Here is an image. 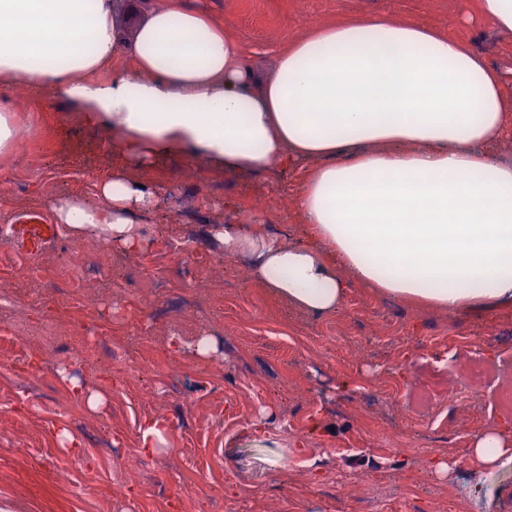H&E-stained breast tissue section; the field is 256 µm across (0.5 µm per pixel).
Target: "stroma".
Returning a JSON list of instances; mask_svg holds the SVG:
<instances>
[{
    "instance_id": "35a3bbf8",
    "label": "stroma",
    "mask_w": 512,
    "mask_h": 512,
    "mask_svg": "<svg viewBox=\"0 0 512 512\" xmlns=\"http://www.w3.org/2000/svg\"><path fill=\"white\" fill-rule=\"evenodd\" d=\"M233 32L255 72H270L278 49L310 27L353 14L389 15L434 25L505 72L512 82V34L460 23V0H183ZM12 107L25 152L0 154V282L15 263L44 261L43 247L15 238L25 217L41 216L52 242L71 238L51 207L86 185L83 201L97 205L101 173L120 171L154 188L156 209L136 214L144 243L140 256L172 249L163 262L170 277L130 282L125 253L98 235L81 242L97 263L79 309L68 294L42 303L30 285L12 296L28 301L26 348L2 340L12 306L0 302V512H356L367 481L381 483L395 512H512V461L487 469L473 461L474 436L488 424H512L492 407L512 388V314L448 316L378 299L353 285L340 311L310 317L273 299L260 284L238 282L243 260L225 256L206 236L208 225L235 224L242 211L275 236L297 232L291 203L297 182L288 173L242 174L206 159L172 154L129 164L112 147V131L82 120L83 106L29 94L23 83L0 86V106ZM210 258L195 265L186 246ZM209 336V358L181 355L185 367L175 391L149 404L134 396L166 383L173 357L171 328ZM85 347L82 357L52 346L56 329ZM489 369L475 385L474 401L449 408V386L465 385L462 365ZM221 385L213 394L203 378ZM357 388L336 390L339 378ZM107 398L90 408L72 381ZM41 386L42 396L19 398L20 384ZM166 422V445L141 453L140 419ZM105 424L118 447L137 454L139 478L124 487L113 456L85 445L69 451L54 427L80 440L83 428ZM393 431L400 441L387 445ZM28 443L33 456L17 453ZM374 458V469L351 468L349 449ZM326 465L310 477L306 458ZM447 470L429 472L431 458ZM80 495H73V486Z\"/></svg>"
}]
</instances>
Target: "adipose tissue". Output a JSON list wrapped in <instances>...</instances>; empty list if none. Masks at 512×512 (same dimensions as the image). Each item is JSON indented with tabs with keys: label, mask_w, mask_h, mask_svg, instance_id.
Segmentation results:
<instances>
[{
	"label": "adipose tissue",
	"mask_w": 512,
	"mask_h": 512,
	"mask_svg": "<svg viewBox=\"0 0 512 512\" xmlns=\"http://www.w3.org/2000/svg\"><path fill=\"white\" fill-rule=\"evenodd\" d=\"M121 56L132 72L112 71ZM111 71V81L97 76ZM81 100L86 122L107 116L112 146L132 164L172 151L225 169L306 168L292 203L296 239L259 224H214L226 256L313 316L336 313L348 281L451 315L512 310V163L495 146L512 133V85L479 54L412 20L327 22L293 39L258 78L223 25L154 9L122 43L112 0H0V84ZM103 205L64 199L55 221L129 253L132 215L158 194L112 173ZM485 467L512 454V429L479 433Z\"/></svg>",
	"instance_id": "adipose-tissue-1"
}]
</instances>
